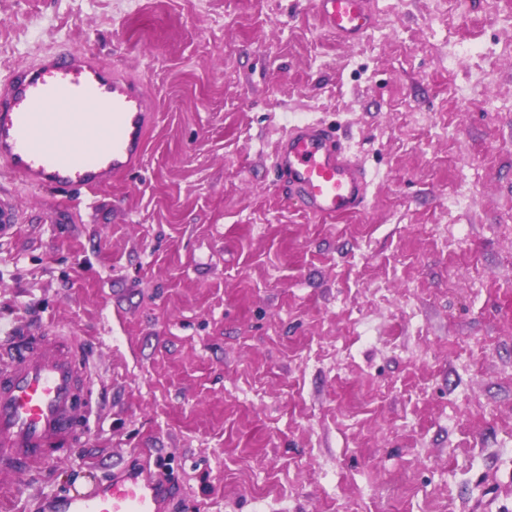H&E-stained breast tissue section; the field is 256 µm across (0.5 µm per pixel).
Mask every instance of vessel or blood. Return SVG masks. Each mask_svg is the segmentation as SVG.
I'll use <instances>...</instances> for the list:
<instances>
[{
    "label": "vessel or blood",
    "mask_w": 512,
    "mask_h": 512,
    "mask_svg": "<svg viewBox=\"0 0 512 512\" xmlns=\"http://www.w3.org/2000/svg\"><path fill=\"white\" fill-rule=\"evenodd\" d=\"M322 24L342 38H359L371 25L365 0H312ZM151 124L142 84L78 49L45 55L17 70L0 87V175L30 187L89 192L132 171ZM93 151L77 154L78 142ZM273 169L305 212H360L369 181L335 131L324 124L294 125L280 142ZM0 469L22 484L0 487V505L22 501L59 459L72 456L88 432L96 405L78 402L77 385L101 391L85 343L56 328L12 329L0 336ZM170 486L148 459L123 466L86 494L58 492L44 512H167Z\"/></svg>",
    "instance_id": "1"
}]
</instances>
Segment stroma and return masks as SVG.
<instances>
[{
	"label": "stroma",
	"instance_id": "1",
	"mask_svg": "<svg viewBox=\"0 0 512 512\" xmlns=\"http://www.w3.org/2000/svg\"><path fill=\"white\" fill-rule=\"evenodd\" d=\"M0 0V85L87 49L139 81V165L59 203L0 179V335L83 339L79 451L23 501L147 453L168 512H512V0ZM332 125L365 209L313 218L272 157ZM322 24L344 39L359 38L371 25L364 0H313Z\"/></svg>",
	"mask_w": 512,
	"mask_h": 512
}]
</instances>
